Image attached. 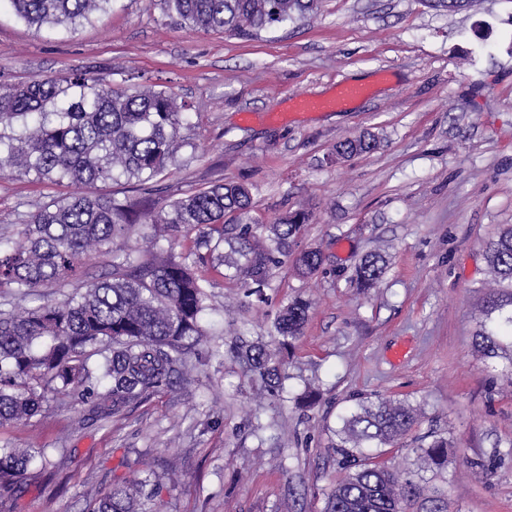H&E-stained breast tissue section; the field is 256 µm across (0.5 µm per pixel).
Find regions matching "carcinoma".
Wrapping results in <instances>:
<instances>
[{"label": "carcinoma", "mask_w": 512, "mask_h": 512, "mask_svg": "<svg viewBox=\"0 0 512 512\" xmlns=\"http://www.w3.org/2000/svg\"><path fill=\"white\" fill-rule=\"evenodd\" d=\"M27 25L73 30L106 12L110 0H10ZM177 24L195 30L255 38L305 20L319 0H160ZM187 105L166 89L114 88L85 73L34 78L0 89V179L28 177L82 191L50 199L0 235V293L29 295L74 279L83 261L112 250L111 271L62 301L46 299L18 315L0 310V424L44 414L48 397L63 406L84 404L94 420L107 421L128 407L177 384L192 381L190 355H200L205 336L207 278L199 267L233 270L247 296L265 301L264 288L288 257L290 243L309 215L287 212L270 224L248 221L251 188L218 180L184 193L157 211L152 195L176 162ZM372 134L336 145L332 160L368 153ZM135 181L137 197L93 189L120 178ZM195 233L189 255L145 234V247H118L134 225ZM490 289L474 347L486 359H502L512 380V224H501L487 246ZM317 250L296 258L302 276L318 272ZM385 260L366 254L355 281L371 288L381 281ZM310 304L294 299L272 323L275 342L240 341L243 373L271 397L285 388L286 346L302 335ZM422 412L416 406L364 398L340 415L334 430L337 464L344 475L328 493L324 512H405L421 501L422 512H448L444 490L423 477L386 465L387 449L399 446ZM452 441L444 436L414 449L428 467L448 463ZM46 461L42 448H0V488L19 492ZM160 487L143 494L138 485L114 479L89 512H153Z\"/></svg>", "instance_id": "1"}]
</instances>
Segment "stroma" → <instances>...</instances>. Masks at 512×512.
<instances>
[{
  "label": "stroma",
  "mask_w": 512,
  "mask_h": 512,
  "mask_svg": "<svg viewBox=\"0 0 512 512\" xmlns=\"http://www.w3.org/2000/svg\"><path fill=\"white\" fill-rule=\"evenodd\" d=\"M78 71L115 87L166 89L189 105L177 165L157 196L224 180L251 187L252 221L309 213L293 253L316 248L319 271H276L266 302L208 273L205 345L190 385L155 394L107 423L82 407L0 426L1 448H43L48 485L0 490V512H86L113 477L162 476L157 512H323L340 472L339 416L374 395L423 415L387 465L413 469L414 446L439 434L455 448L436 482L451 512H512V381L473 335L486 304L483 252L512 224V0L459 13L428 0H321L316 15L241 40L172 23L159 0H111L75 32L35 30L0 6V86ZM343 83L367 96L288 119L293 97ZM369 131L376 150L327 163L336 143ZM27 177L0 180V232L52 196ZM381 251L377 287L353 281ZM311 302L288 352L280 399L244 377L231 346L268 337L282 305ZM312 387L302 408L294 398ZM499 450L488 479L469 463Z\"/></svg>",
  "instance_id": "obj_1"
}]
</instances>
